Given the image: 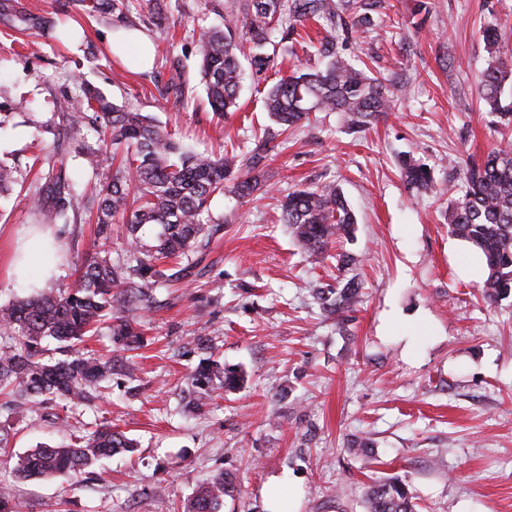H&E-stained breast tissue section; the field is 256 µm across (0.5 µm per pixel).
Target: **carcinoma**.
Here are the masks:
<instances>
[{
	"label": "carcinoma",
	"mask_w": 512,
	"mask_h": 512,
	"mask_svg": "<svg viewBox=\"0 0 512 512\" xmlns=\"http://www.w3.org/2000/svg\"><path fill=\"white\" fill-rule=\"evenodd\" d=\"M378 0H240L224 13L221 31L200 28L194 41L199 58V84L212 111L239 109V55L249 45L251 65L263 72L275 62L278 41L297 40L300 29L313 20L326 30L315 46L314 62L297 66L263 90L266 112L286 132L310 120L314 112H340L348 127L360 130L365 119L392 107L388 86L377 76L355 68L337 51L336 26L347 39L370 21ZM171 89L179 102L189 104L196 86L183 77L180 61ZM512 77V66L496 61L483 74L478 95L488 113L508 115L500 94ZM37 132L53 128L60 138L51 150L34 158L37 176L30 184L13 167L0 164V193L26 187L24 199L40 224H82L86 212L96 211L94 238L81 257L78 283L67 293H40L0 305V335L9 344L0 348V394L20 408L38 404L45 396L59 397L73 406L104 400L115 368L112 356L73 353L75 343L107 328L110 335L139 342L142 332L131 314L149 306L152 288L172 281L162 260L186 258L195 244L210 236L205 214L214 197L226 192L239 198L259 189L257 175L269 157L275 135L267 133L242 155L224 150L220 156L197 153L175 141L148 115L117 106L97 90L85 86L67 98L52 116H35ZM93 125L96 149L78 153L89 177L78 183L68 165L70 141L83 127ZM485 159L471 161L464 172V194L449 215L448 232L477 248L485 259L482 294L490 302L512 296V149L503 147L506 134ZM121 158L112 180L97 178L104 152ZM406 185L418 192H436L431 171L410 155L399 160ZM279 221L288 225L298 244L322 255L337 239L350 233L356 218L334 186L302 187L281 201ZM127 231V259L114 263L112 225ZM360 283L336 280V286L317 288L332 311L358 302ZM64 343L63 358L41 362L42 344ZM242 375L215 360L202 359L190 375L187 406L203 409L217 388L234 389ZM70 442L40 445L19 457L15 470L22 479L75 475L103 457L135 451L133 440L103 420L87 434L69 433ZM235 490L229 474L218 473L203 483L184 506V512H221L224 497ZM367 512H416L407 486L397 478L373 480L366 498Z\"/></svg>",
	"instance_id": "carcinoma-1"
}]
</instances>
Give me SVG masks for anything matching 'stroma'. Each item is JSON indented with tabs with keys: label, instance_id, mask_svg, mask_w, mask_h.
Segmentation results:
<instances>
[{
	"label": "stroma",
	"instance_id": "stroma-1",
	"mask_svg": "<svg viewBox=\"0 0 512 512\" xmlns=\"http://www.w3.org/2000/svg\"><path fill=\"white\" fill-rule=\"evenodd\" d=\"M93 0H0V163L25 171L53 147L25 113L49 118L59 100L88 84L110 102L157 119L199 151L227 143L253 148L275 133L262 187L242 200L211 203L214 231L173 265L174 288L153 292L139 311L146 333L124 352L110 337L85 354H120L106 402L72 409L58 401L10 414L0 408L8 451L0 494L19 512H179L206 478L229 473L223 512H269L278 489L291 512H365L372 478L407 484L418 512H512V297L491 305L478 291L480 265L448 232L463 171L499 142L477 96L487 67L512 57V0H382L343 57L394 88V105L364 131L339 113L318 112L277 135L246 74L240 109L215 115L204 96L182 108L166 91L170 60L198 77L197 25L219 27L210 0H135L123 14L94 11ZM139 28L159 58L137 70L109 53L116 25ZM501 35L488 46L483 32ZM431 168L439 195L408 190L398 159ZM334 185L357 224L352 238L310 255L278 223V201L298 187ZM59 243L58 271L43 291L77 282L89 224H33L25 202L0 199V305L31 296L10 273L18 244L36 232ZM351 262L338 266L336 254ZM358 278L362 297L336 317L315 285ZM212 357L244 375L193 413L181 399L199 362V330ZM108 417L138 445L68 478L22 481L19 455L67 441L75 422Z\"/></svg>",
	"mask_w": 512,
	"mask_h": 512
}]
</instances>
